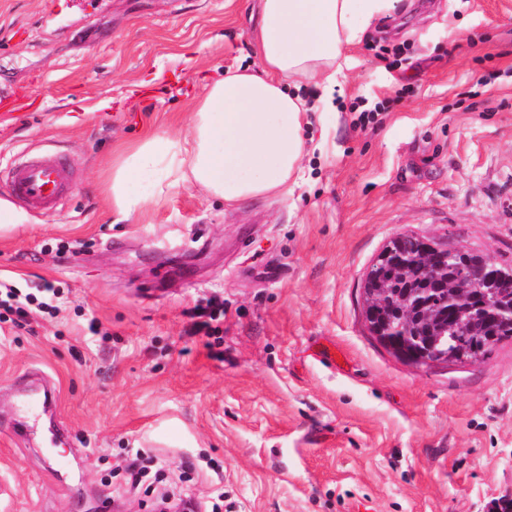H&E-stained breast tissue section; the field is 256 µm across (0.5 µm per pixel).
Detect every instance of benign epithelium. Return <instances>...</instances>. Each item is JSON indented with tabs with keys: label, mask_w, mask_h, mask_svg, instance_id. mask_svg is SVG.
I'll return each instance as SVG.
<instances>
[{
	"label": "benign epithelium",
	"mask_w": 512,
	"mask_h": 512,
	"mask_svg": "<svg viewBox=\"0 0 512 512\" xmlns=\"http://www.w3.org/2000/svg\"><path fill=\"white\" fill-rule=\"evenodd\" d=\"M454 259L460 270L459 279L476 288L484 289V297L475 307L453 308L457 334L469 338L480 328L477 310L492 306L498 312L501 328L512 327V269L501 267L476 255L462 246H444L432 239L401 234L391 239L371 267H396L413 272L407 288L391 292L380 287L377 274L367 271L362 283L364 318L369 330L386 347L398 352L418 366H433L448 362L444 349L448 325L444 316L428 310L433 290L448 287V279L440 272ZM399 317V328L406 336L415 337L419 346L400 349L391 333L394 317Z\"/></svg>",
	"instance_id": "benign-epithelium-1"
}]
</instances>
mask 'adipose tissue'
Masks as SVG:
<instances>
[{"label": "adipose tissue", "instance_id": "adipose-tissue-1", "mask_svg": "<svg viewBox=\"0 0 512 512\" xmlns=\"http://www.w3.org/2000/svg\"><path fill=\"white\" fill-rule=\"evenodd\" d=\"M397 0H260L256 66L205 85L186 135L150 131L105 170L100 191L127 220L190 184L229 206L290 192L305 151L303 86L331 99L350 46Z\"/></svg>", "mask_w": 512, "mask_h": 512}]
</instances>
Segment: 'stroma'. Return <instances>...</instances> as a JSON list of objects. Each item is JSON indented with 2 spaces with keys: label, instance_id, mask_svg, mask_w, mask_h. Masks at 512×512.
I'll return each instance as SVG.
<instances>
[{
  "label": "stroma",
  "instance_id": "obj_1",
  "mask_svg": "<svg viewBox=\"0 0 512 512\" xmlns=\"http://www.w3.org/2000/svg\"><path fill=\"white\" fill-rule=\"evenodd\" d=\"M258 22V0H0V88L22 94L0 104V198L27 152L75 167L62 206L0 235V280L58 290L54 314L0 325V512H153L165 492L223 494V512H497L512 496V339L413 365L371 334L361 288L399 234L512 266V0H401L372 25L334 111L305 90L292 194L230 209L186 185L114 222L102 171L148 127L187 132L204 84L256 63ZM362 100L389 108L362 126ZM215 295L223 319L190 335ZM30 369L57 401L19 439ZM133 448L164 482L130 487Z\"/></svg>",
  "mask_w": 512,
  "mask_h": 512
}]
</instances>
